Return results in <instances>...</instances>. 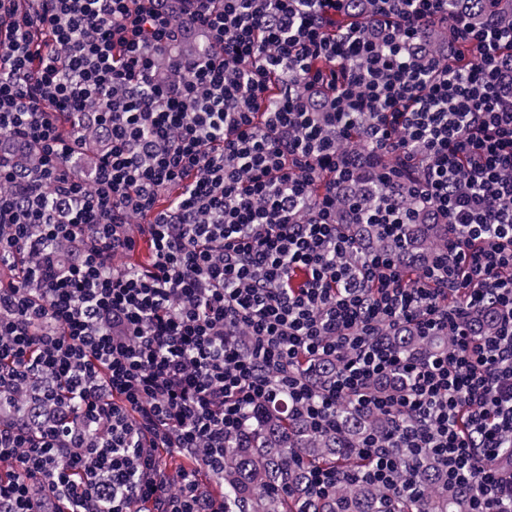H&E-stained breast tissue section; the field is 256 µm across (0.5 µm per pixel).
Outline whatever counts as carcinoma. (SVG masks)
I'll list each match as a JSON object with an SVG mask.
<instances>
[{
  "label": "carcinoma",
  "mask_w": 512,
  "mask_h": 512,
  "mask_svg": "<svg viewBox=\"0 0 512 512\" xmlns=\"http://www.w3.org/2000/svg\"><path fill=\"white\" fill-rule=\"evenodd\" d=\"M442 224H415L405 241L384 239L376 228L364 227L373 247L397 257L419 254L427 257L445 238ZM492 309L480 307L472 321L483 332L493 330ZM394 344L422 351L445 347L448 341L423 340L412 331H397ZM341 428L332 435H320L301 420L288 418V404L268 415L265 424L238 448L232 442L224 455V512H465L466 494L448 489L442 474L429 457L421 458L412 471L413 480L422 486L424 496L414 501L385 488L353 484L336 487L328 499L311 498L308 472L316 465H332L349 470L361 460L354 445L367 433L387 430V420L376 413L347 410L340 418Z\"/></svg>",
  "instance_id": "cac0c4a2"
}]
</instances>
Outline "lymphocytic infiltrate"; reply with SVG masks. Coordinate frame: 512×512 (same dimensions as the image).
Returning <instances> with one entry per match:
<instances>
[{
  "label": "lymphocytic infiltrate",
  "mask_w": 512,
  "mask_h": 512,
  "mask_svg": "<svg viewBox=\"0 0 512 512\" xmlns=\"http://www.w3.org/2000/svg\"><path fill=\"white\" fill-rule=\"evenodd\" d=\"M24 2L0 0V136L39 158L25 172L0 152V512H224L227 441L283 398L324 430L345 400L390 419L352 481L417 499L404 471L431 455L468 512H512L498 0H478L481 25L448 0ZM194 30L203 43L180 52ZM464 45L465 70L446 68ZM86 123L106 148L84 179ZM354 134L361 150L338 148ZM365 171L379 209H339ZM423 210L447 235L421 262L352 234ZM144 238L150 261L116 266ZM486 304L491 336L467 321ZM407 327L451 345L402 354L390 333ZM327 358L339 370L320 387ZM172 451L186 464L168 469Z\"/></svg>",
  "instance_id": "1"
}]
</instances>
